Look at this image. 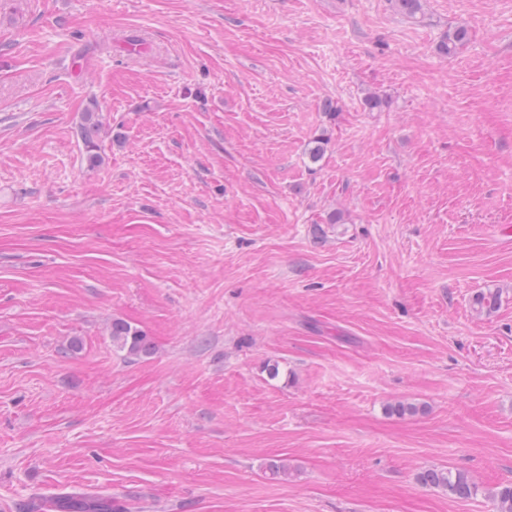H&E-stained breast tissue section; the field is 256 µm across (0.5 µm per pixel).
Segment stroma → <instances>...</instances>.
<instances>
[{
    "instance_id": "stroma-1",
    "label": "stroma",
    "mask_w": 512,
    "mask_h": 512,
    "mask_svg": "<svg viewBox=\"0 0 512 512\" xmlns=\"http://www.w3.org/2000/svg\"><path fill=\"white\" fill-rule=\"evenodd\" d=\"M432 467L512 483V0H0V512H493ZM469 38V29L465 26H458L452 31H448L441 40L438 51L443 57L452 58L468 42ZM110 336L112 346L119 351H125L129 355L145 356L152 353V344L148 336L122 318L113 319ZM46 507L60 512H112V499L83 495L66 494L47 501L27 505L26 512H41Z\"/></svg>"
}]
</instances>
